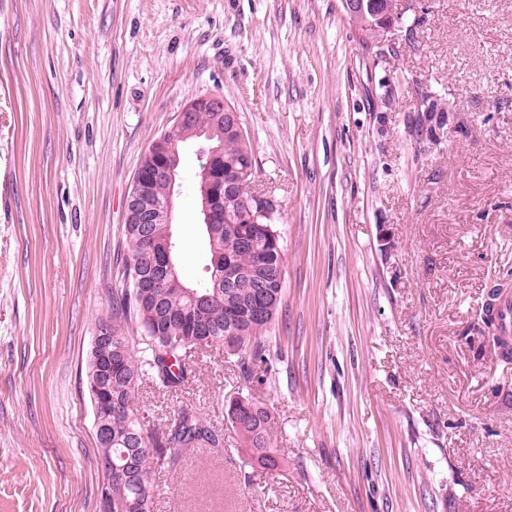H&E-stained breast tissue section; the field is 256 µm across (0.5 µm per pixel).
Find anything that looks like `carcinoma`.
<instances>
[{
  "instance_id": "obj_1",
  "label": "carcinoma",
  "mask_w": 512,
  "mask_h": 512,
  "mask_svg": "<svg viewBox=\"0 0 512 512\" xmlns=\"http://www.w3.org/2000/svg\"><path fill=\"white\" fill-rule=\"evenodd\" d=\"M392 0H377L372 7L348 16L361 36L366 55L364 66L380 58L395 55L398 42L387 41L390 25L403 28L395 17ZM405 29V28H403ZM411 30L405 29V35ZM412 93L418 109L408 116L409 129L437 142L448 132L455 112L454 102L424 87L418 80H406L398 87L389 86L379 96L383 107L399 96ZM224 223L203 226L209 256L219 255L222 266L206 272L197 287L213 294L211 302L198 304L186 292L190 284L183 279L164 280L154 289L159 307L140 304L134 280L152 273V260L144 248L147 239L163 242L175 237L173 225H125L133 250L125 264V289L112 298L110 312L95 320L94 329L107 325L112 336V447L98 448L99 454L111 453L122 465L129 458L134 463L129 480L112 478V512H127L129 506L139 512H154V473L175 472L198 448H220L224 438L210 421L199 413L184 409L166 426H157L140 413L135 404L139 388L146 380H155L165 388H178L188 381L186 362L201 351L199 337L208 334L212 342L224 345L225 352L237 357L245 372L266 361L265 341L278 319L284 297V282L279 280L286 259L281 236L276 229L278 209L271 216L257 218L256 201L243 189L255 182L256 161L244 128L224 113ZM261 281L268 295L263 314L251 312L254 284ZM478 322L484 338L501 360L512 359V318L494 314L486 304L479 311ZM227 421L249 458L247 466L260 464L269 472H279L287 461L275 451L274 415L250 399L229 403Z\"/></svg>"
}]
</instances>
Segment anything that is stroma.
<instances>
[{"instance_id":"1","label":"stroma","mask_w":512,"mask_h":512,"mask_svg":"<svg viewBox=\"0 0 512 512\" xmlns=\"http://www.w3.org/2000/svg\"><path fill=\"white\" fill-rule=\"evenodd\" d=\"M397 7L413 33L367 67L341 0H0V512H98L86 363L125 286L127 194L209 94L279 200L284 307L251 374L214 344L185 386H141L154 424L187 408L224 432L155 476V512H512V361L476 326L512 275V0ZM398 75L449 96L462 131L411 135L415 99L378 100ZM180 156L194 284L206 157ZM238 397L274 413L287 471L245 467Z\"/></svg>"}]
</instances>
